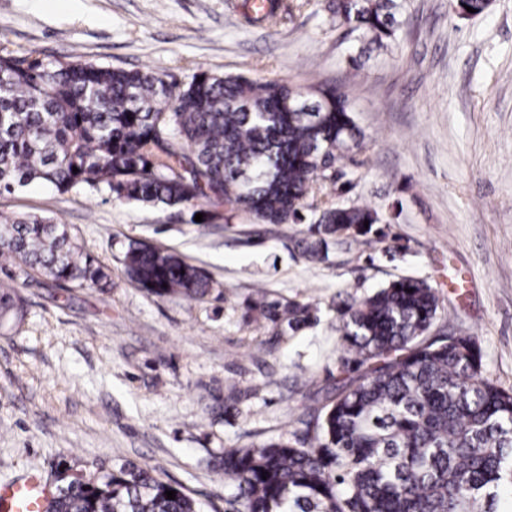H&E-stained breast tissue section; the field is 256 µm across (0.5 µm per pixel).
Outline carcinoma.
Returning a JSON list of instances; mask_svg holds the SVG:
<instances>
[{"mask_svg":"<svg viewBox=\"0 0 512 512\" xmlns=\"http://www.w3.org/2000/svg\"><path fill=\"white\" fill-rule=\"evenodd\" d=\"M468 6L480 15L489 0H456V13L472 16ZM281 7L269 0L247 20L272 27ZM398 9L397 0L329 5L336 24L379 48L398 38ZM364 140L334 86H311L300 101L285 80L199 72L181 83L0 46V196L34 182L60 193L84 187L114 202L202 213L205 224L229 204L264 224L312 225L302 255L318 261L331 239L380 236L390 223L378 209L336 201L355 187L338 163ZM0 260L60 283L108 280L68 226L47 216L1 215ZM123 267L158 297L200 301L212 291L201 269L146 243L129 245ZM256 311L281 336L311 321L307 304ZM338 313L341 367L357 375L303 432L224 449V512H501L499 489L512 485V391L483 377L474 337L427 338L437 289L402 278ZM26 316L18 288L1 281L0 330L19 329ZM47 484L45 512H203L181 486L131 462L57 470Z\"/></svg>","mask_w":512,"mask_h":512,"instance_id":"1","label":"carcinoma"}]
</instances>
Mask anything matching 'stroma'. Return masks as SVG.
<instances>
[{
  "mask_svg": "<svg viewBox=\"0 0 512 512\" xmlns=\"http://www.w3.org/2000/svg\"><path fill=\"white\" fill-rule=\"evenodd\" d=\"M284 2L265 28L242 0H0V45L21 55L182 83L206 71L336 86L366 135L341 163L348 199L395 210L385 238H343L311 262L306 224L241 212L194 224L86 189L0 196L2 214L70 226L111 278L102 289L0 272L28 311L0 334V485L132 461L223 512L212 456L301 428L342 375L338 307L401 277L437 286V328L475 336L483 376L512 390V0L466 19L455 0H406L385 49L336 26L327 0ZM139 241L202 268L213 292L159 298L132 283L122 260ZM261 294L310 304V324L276 335L254 319Z\"/></svg>",
  "mask_w": 512,
  "mask_h": 512,
  "instance_id": "35a3bbf8",
  "label": "stroma"
}]
</instances>
